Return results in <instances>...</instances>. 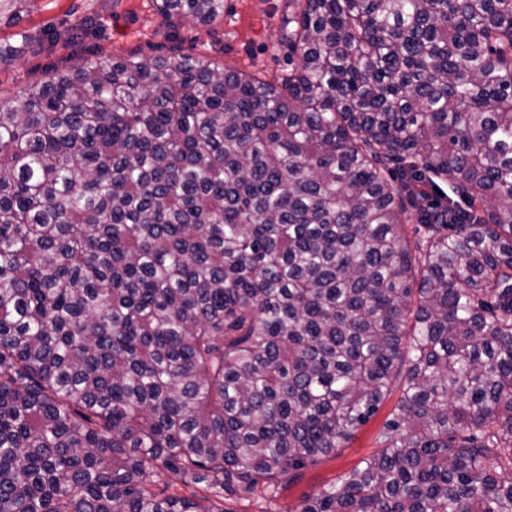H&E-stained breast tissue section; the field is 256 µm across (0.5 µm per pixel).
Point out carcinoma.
Returning a JSON list of instances; mask_svg holds the SVG:
<instances>
[{
	"label": "carcinoma",
	"instance_id": "1",
	"mask_svg": "<svg viewBox=\"0 0 512 512\" xmlns=\"http://www.w3.org/2000/svg\"><path fill=\"white\" fill-rule=\"evenodd\" d=\"M289 4L272 81L94 53L0 110V512H224L396 388L301 512H512V0Z\"/></svg>",
	"mask_w": 512,
	"mask_h": 512
}]
</instances>
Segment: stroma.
<instances>
[{"label":"stroma","mask_w":512,"mask_h":512,"mask_svg":"<svg viewBox=\"0 0 512 512\" xmlns=\"http://www.w3.org/2000/svg\"><path fill=\"white\" fill-rule=\"evenodd\" d=\"M287 8L288 0H224V18L209 32L189 22L169 27L154 0H27L19 15L0 11V49L9 47L16 54L13 61L0 62V109L13 106L20 90L33 79L97 51L152 56L177 47L241 72L269 79L282 75L289 68L280 30V17ZM89 17L96 23L93 32L80 41L70 39L69 29ZM25 32L43 35L40 52L25 48L21 41ZM392 407V402H385L335 454L303 470L275 497L243 493L225 501L226 512H301L309 496L348 476L382 447L383 424Z\"/></svg>","instance_id":"obj_1"}]
</instances>
